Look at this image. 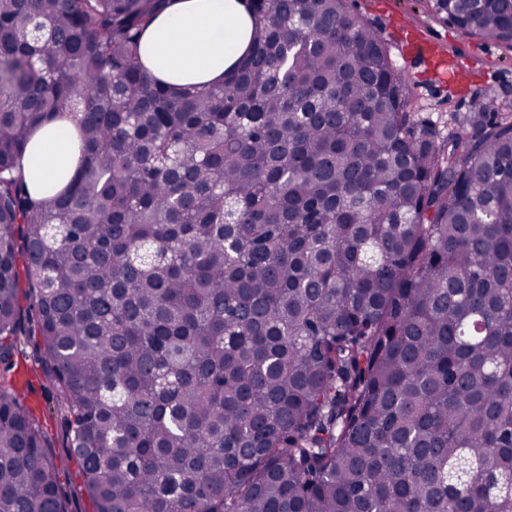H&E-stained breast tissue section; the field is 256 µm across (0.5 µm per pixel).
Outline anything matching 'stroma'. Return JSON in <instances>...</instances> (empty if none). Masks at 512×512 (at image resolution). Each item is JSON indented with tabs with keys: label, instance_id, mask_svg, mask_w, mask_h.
Instances as JSON below:
<instances>
[{
	"label": "stroma",
	"instance_id": "obj_1",
	"mask_svg": "<svg viewBox=\"0 0 512 512\" xmlns=\"http://www.w3.org/2000/svg\"><path fill=\"white\" fill-rule=\"evenodd\" d=\"M354 13L376 27L414 87V111L447 127L452 112L472 111L486 93L512 108V48L467 36L446 15L436 14L432 0H348ZM469 60L457 79L461 60ZM24 380L19 392L41 425L56 454H63L65 428L57 411L58 395L34 363V341L17 338Z\"/></svg>",
	"mask_w": 512,
	"mask_h": 512
}]
</instances>
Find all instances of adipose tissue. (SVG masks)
Returning <instances> with one entry per match:
<instances>
[{
  "mask_svg": "<svg viewBox=\"0 0 512 512\" xmlns=\"http://www.w3.org/2000/svg\"><path fill=\"white\" fill-rule=\"evenodd\" d=\"M251 22L239 0H174L146 32L151 73L173 84H210L245 50ZM74 129L58 124L32 141L26 175L35 189H56L75 165Z\"/></svg>",
  "mask_w": 512,
  "mask_h": 512,
  "instance_id": "ef3b65f1",
  "label": "adipose tissue"
}]
</instances>
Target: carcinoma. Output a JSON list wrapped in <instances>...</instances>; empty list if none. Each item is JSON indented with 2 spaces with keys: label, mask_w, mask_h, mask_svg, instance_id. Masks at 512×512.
<instances>
[{
  "label": "carcinoma",
  "mask_w": 512,
  "mask_h": 512,
  "mask_svg": "<svg viewBox=\"0 0 512 512\" xmlns=\"http://www.w3.org/2000/svg\"><path fill=\"white\" fill-rule=\"evenodd\" d=\"M171 2L0 0V512H67L21 333L95 512H512V115L441 135L347 0H240L224 81L166 85ZM433 7L512 48V0ZM74 129L70 124H57L40 134L29 147L26 175L36 190L57 189L65 182L75 165ZM17 347L19 363L21 364L17 374V385L19 393L23 397V404L41 425L53 447L49 449L57 455L65 456V449L63 448L65 428L62 416L57 412L58 395L56 388L45 380L41 368L33 362L34 340L30 336L19 334L17 336ZM26 382H30V385L26 386Z\"/></svg>",
  "instance_id": "1"
}]
</instances>
